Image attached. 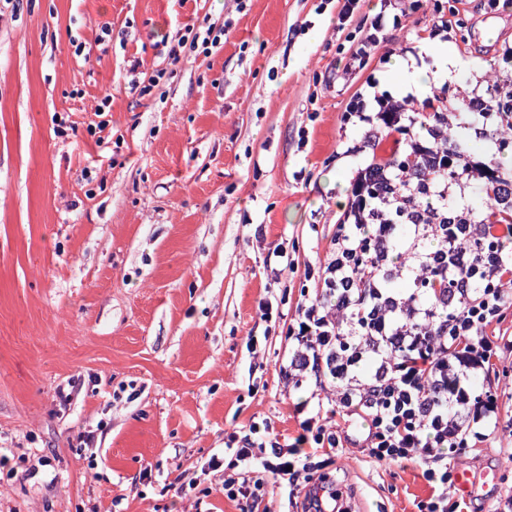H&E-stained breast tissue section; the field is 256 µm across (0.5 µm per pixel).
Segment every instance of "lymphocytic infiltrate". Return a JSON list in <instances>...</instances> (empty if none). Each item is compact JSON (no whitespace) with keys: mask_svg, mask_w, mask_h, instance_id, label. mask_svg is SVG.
Listing matches in <instances>:
<instances>
[{"mask_svg":"<svg viewBox=\"0 0 512 512\" xmlns=\"http://www.w3.org/2000/svg\"><path fill=\"white\" fill-rule=\"evenodd\" d=\"M223 34L199 18L168 57L211 55ZM467 104L462 138L449 136L447 104L429 86L399 100L372 89L348 104L362 136L343 152L350 196L326 256L304 268L312 288L290 314L269 298L258 304L286 341L279 381L309 388L293 405L300 432L284 437L255 417L225 434L223 453L205 463L223 473L225 499L246 512H260L276 490L296 505L316 472L349 448L381 466L417 462L430 487L417 512H469L456 459L499 430L503 384L512 379L501 367L512 354V255L501 249L512 243V176L494 189L492 218L472 208L470 195L512 130V86L494 83ZM387 144L436 176L413 179L383 155ZM451 149L460 168L448 178L439 170ZM399 279L409 289L395 288Z\"/></svg>","mask_w":512,"mask_h":512,"instance_id":"obj_1","label":"lymphocytic infiltrate"}]
</instances>
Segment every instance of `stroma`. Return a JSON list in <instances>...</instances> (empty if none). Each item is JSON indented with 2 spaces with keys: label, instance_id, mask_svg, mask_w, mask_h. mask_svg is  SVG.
<instances>
[{
  "label": "stroma",
  "instance_id": "obj_1",
  "mask_svg": "<svg viewBox=\"0 0 512 512\" xmlns=\"http://www.w3.org/2000/svg\"><path fill=\"white\" fill-rule=\"evenodd\" d=\"M383 2L344 23L339 0H0V450L18 460L0 512H241L177 489L218 484L203 464L252 417L297 433L304 391L279 381L285 341L257 306L296 304L325 254L361 135L348 102L372 78L403 97L395 75L416 52L453 107L512 79V0H404V29L337 78ZM206 14L229 24L221 48L171 62ZM443 18L447 37L430 38ZM161 69L171 78L142 94ZM101 120L99 143L87 128ZM284 241L294 266L275 282L262 259ZM459 468L495 474L478 499L493 512L512 475L498 437ZM334 475L353 512H416L429 493L417 464L355 448Z\"/></svg>",
  "mask_w": 512,
  "mask_h": 512
}]
</instances>
